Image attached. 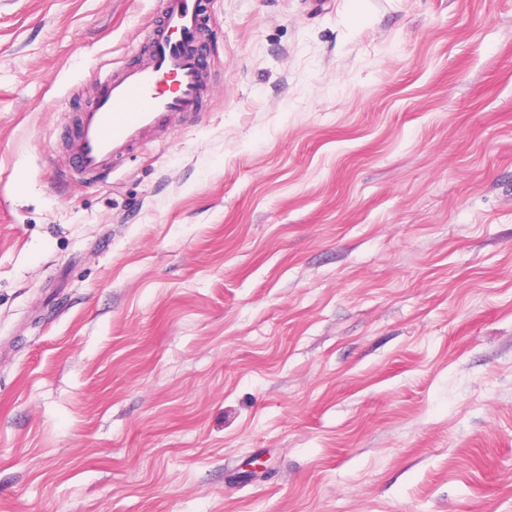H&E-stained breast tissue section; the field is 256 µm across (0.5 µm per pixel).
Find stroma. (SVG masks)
<instances>
[{"mask_svg": "<svg viewBox=\"0 0 512 512\" xmlns=\"http://www.w3.org/2000/svg\"><path fill=\"white\" fill-rule=\"evenodd\" d=\"M157 10L0 0V512H512V0H209L64 176ZM141 59L98 75L99 98L65 137V167L97 180L112 164L176 122L201 114L211 79L205 0H159Z\"/></svg>", "mask_w": 512, "mask_h": 512, "instance_id": "obj_1", "label": "stroma"}]
</instances>
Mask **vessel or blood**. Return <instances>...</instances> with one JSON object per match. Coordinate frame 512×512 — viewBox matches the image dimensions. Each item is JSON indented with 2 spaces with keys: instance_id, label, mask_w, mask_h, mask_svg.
<instances>
[{
  "instance_id": "b4317fda",
  "label": "vessel or blood",
  "mask_w": 512,
  "mask_h": 512,
  "mask_svg": "<svg viewBox=\"0 0 512 512\" xmlns=\"http://www.w3.org/2000/svg\"><path fill=\"white\" fill-rule=\"evenodd\" d=\"M159 2L143 58L100 76L99 98L67 133L69 172L97 180L152 136L203 111L211 79L205 0Z\"/></svg>"
}]
</instances>
